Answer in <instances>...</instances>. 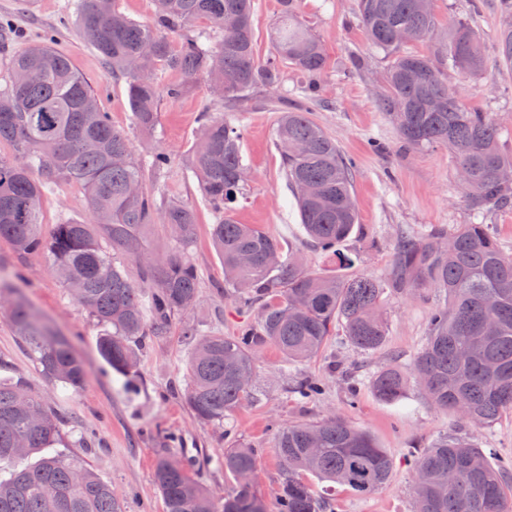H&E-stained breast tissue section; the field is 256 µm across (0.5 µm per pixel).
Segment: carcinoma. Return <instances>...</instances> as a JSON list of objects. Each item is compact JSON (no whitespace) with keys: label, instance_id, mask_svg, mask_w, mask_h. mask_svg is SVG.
<instances>
[{"label":"carcinoma","instance_id":"cac0c4a2","mask_svg":"<svg viewBox=\"0 0 512 512\" xmlns=\"http://www.w3.org/2000/svg\"><path fill=\"white\" fill-rule=\"evenodd\" d=\"M150 22L123 14L117 0H77V26L112 75L124 79L134 124L154 132L163 98L187 94L192 81L206 77L218 92L224 112H245L262 90L278 87L283 67L318 75L326 67L319 39L305 24L298 0H282L275 25L277 56L259 61L254 48L253 0H154ZM356 18L366 39L389 63L386 90L379 100L391 114L404 146L443 145L457 168L468 175L462 188L474 213L512 207V183L500 180L512 158L499 146V128L487 112L466 107L448 86L439 66L448 58L459 72L479 77L487 70L479 37L458 21L448 42L429 54L412 52L395 39L431 37L436 17L420 0H356ZM219 30L211 42L199 24ZM183 32L177 48L168 32ZM162 65L181 75L164 88L141 80ZM499 68L512 70V26L498 32ZM8 81L0 88V143L13 156L0 158V239L21 257L43 256L74 299L101 329L98 351L133 389L138 347L163 336L176 316L199 293V274L188 259L173 255L147 263L143 281L133 282L122 259L141 256L145 228L156 222L177 225L178 243L192 246L198 233L193 208L159 203L146 176L164 172L170 157L162 152L135 156L124 132L101 111L86 80L50 34L13 53ZM311 89L303 100L285 106L275 128L288 186L309 238L334 256L336 246L358 221L348 161L336 141L309 116ZM192 153L203 196L223 213L212 225L213 245L224 263V287L260 304L258 320L232 336L206 333L188 324L184 334L193 348L186 363L184 397L197 420L222 425L251 395L255 351L275 346L286 363L313 357L342 329L345 341L362 352L380 348L387 323L381 311L386 288L415 296L427 288L446 294L433 311L428 339L410 369L428 403L466 421L491 425L512 416V254L503 251L486 224L432 227L421 236L401 232L393 265L383 280L369 276L342 279L308 271L297 259L283 257L274 236L233 219L245 169L241 128L224 116L201 125ZM82 186L90 221L54 226L42 232L40 200L60 183ZM148 291L152 323H147L142 292ZM11 326L25 344L38 372L48 382L79 391L87 380L84 362L68 344L49 335L25 303L8 307ZM408 376L386 366L371 387L387 403L405 398ZM298 400L309 403L322 391L313 378L293 380ZM61 436V421L46 408L27 381L0 379V461L28 457L50 448ZM283 481L273 508L244 484L239 474L256 467L258 449L243 444L224 449V472L235 479L231 493L218 499L177 461L158 460L154 480L166 512H334L333 499L315 492L306 479L342 485L357 497L387 484L393 462L366 431L340 416L279 429L273 442ZM407 457L413 472L428 482L414 489V512H512V463L494 465L476 446L442 435ZM0 512H126L112 487L79 459L47 454L31 467L0 478Z\"/></svg>","mask_w":512,"mask_h":512}]
</instances>
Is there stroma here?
<instances>
[{"instance_id": "stroma-1", "label": "stroma", "mask_w": 512, "mask_h": 512, "mask_svg": "<svg viewBox=\"0 0 512 512\" xmlns=\"http://www.w3.org/2000/svg\"><path fill=\"white\" fill-rule=\"evenodd\" d=\"M71 0H0V17L10 19L27 38L52 33L58 49L70 59L97 96L114 127L123 130L135 152L145 156L163 151L172 164L160 177L148 179L156 197L180 200L198 219V236L181 249L164 224L151 225L143 245L144 258L184 255L198 269L201 293L185 321H173L167 334L150 337L138 355L136 388L126 391L121 376L112 372L97 351L99 328L57 280L41 257L19 258L0 240V281L9 284L5 301H27L56 334L69 340L88 365L82 390L72 392L45 381L34 370L22 341L6 315L0 312V376L22 377L39 392L63 420L56 450L85 462L112 487L126 512H164L154 471L160 456L181 461L192 476L216 495L230 492L233 480L224 473V432L258 448L260 456L254 490L274 502L281 487L282 469L272 448L275 432L283 427L342 415L350 424L369 432L394 460L389 484L359 498L344 487L336 489V512H413L414 476L406 460L411 447L426 448L447 433L482 448L494 461L512 458V419L491 427L464 422L428 405L418 394L394 404L380 401L366 382L371 373L389 364L408 367L424 346L429 317L444 295L429 288L418 297L385 290L381 300L388 321L384 346L360 353L329 336L321 351L308 362L288 368L271 345L257 353L251 396L225 420L223 428L201 425L184 401L186 361L191 345L182 334L183 322L207 332L232 335L257 319V306L245 298L223 293L224 264L210 238L217 214L205 201L188 168L194 135L205 110L216 107L206 77H197L193 91L176 100H163L155 131L144 135L134 124L126 84L105 68L96 52L70 22ZM439 33L457 19L470 22L479 34L488 70L471 78L446 69L449 85L463 102L491 113L499 126L502 153L512 157V71L496 65L497 33L506 23L499 0H433ZM355 0H301V14L320 40L327 57L316 78L286 69L278 88L263 92L249 111L233 116L243 129L242 155L248 167L244 195L234 218L256 225L293 249L314 272L329 276L385 277L391 268L394 243L401 231L422 232L433 226L466 224L470 215L460 201L456 165L442 146L402 147L390 116L382 112L377 96L383 86L388 59L371 46L355 20ZM280 0H254V40L259 59L275 52L272 30L280 14ZM318 96L311 104V119L335 139L342 155L352 161V189L359 222L338 250L350 255L343 266L325 256L307 236L288 186L283 160L274 144L278 101L297 102L309 82ZM44 232L65 221L90 218L85 194L78 185L62 182L47 191L41 202ZM321 381L324 391L314 402H300L292 393L293 376Z\"/></svg>"}]
</instances>
